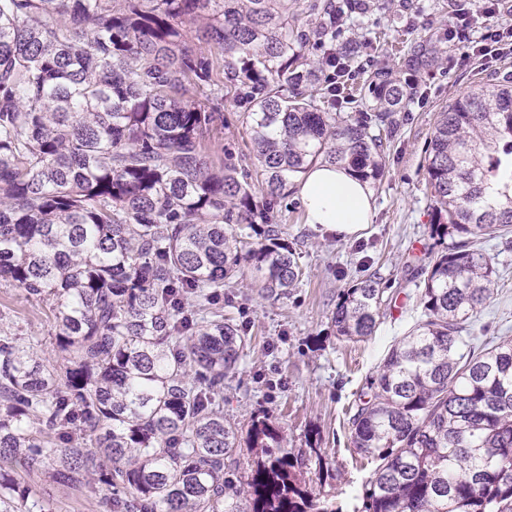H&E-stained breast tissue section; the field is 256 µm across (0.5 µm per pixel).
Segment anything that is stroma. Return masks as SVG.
I'll return each mask as SVG.
<instances>
[{"label": "stroma", "instance_id": "35a3bbf8", "mask_svg": "<svg viewBox=\"0 0 512 512\" xmlns=\"http://www.w3.org/2000/svg\"><path fill=\"white\" fill-rule=\"evenodd\" d=\"M413 14L401 12L395 0L353 24H345L342 39L373 32L399 38L411 15L444 27L455 25L448 0H413ZM484 23L476 16L467 39H448V60L431 72L401 71L415 92L407 103L398 132L388 141L387 169L373 185L375 212L370 224L353 235H338L307 224L296 195L282 205L283 235L299 254L302 278L288 297L261 296L253 276L225 289L224 316L241 328L246 344L235 372L224 381V417L246 427L250 417L263 413L284 428L287 445L304 447L311 435L336 473L319 483L314 471L303 478L332 496L340 512L359 506L362 483L376 467L373 459L354 452L350 415L366 379L402 336L417 323L423 288L414 273L437 246L428 233L432 220L425 181V147L436 117L457 98L491 79L512 76V57L489 63L468 57L467 42L476 39ZM483 249L498 274L497 291L473 323V335L512 337V243L496 239ZM376 275L384 290L375 334L362 341L338 336L331 323L336 302L345 288ZM0 312L22 332H34L46 355L54 353V320L45 303L25 298L22 290L0 285ZM277 371L285 384L271 391L265 377ZM33 488L48 493L53 512H102L99 497L51 482L47 474H24Z\"/></svg>", "mask_w": 512, "mask_h": 512}]
</instances>
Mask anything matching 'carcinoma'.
Returning a JSON list of instances; mask_svg holds the SVG:
<instances>
[{"mask_svg":"<svg viewBox=\"0 0 512 512\" xmlns=\"http://www.w3.org/2000/svg\"><path fill=\"white\" fill-rule=\"evenodd\" d=\"M374 0H0V282L49 304L62 369L0 313V505L49 512L17 476L101 495L106 512H336L296 471L332 477L322 451L285 449L253 416L260 457L241 472L224 379L245 345L218 307L252 270L268 297L302 277L279 203L316 163L382 180L381 134L413 95L377 38L320 60L307 47ZM320 15L298 25L299 9ZM393 56L443 63L448 30L420 22ZM252 153L213 154L215 74ZM360 100L357 117L324 107ZM430 236L457 240L417 269L421 318L367 378L349 418L378 462L361 512H512V340L475 344L496 274L482 240L512 233V82L439 113L425 149ZM260 237L250 242L252 235ZM383 290H344L336 333L375 334Z\"/></svg>","mask_w":512,"mask_h":512,"instance_id":"cac0c4a2","label":"carcinoma"}]
</instances>
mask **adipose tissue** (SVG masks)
I'll return each mask as SVG.
<instances>
[{
    "mask_svg": "<svg viewBox=\"0 0 512 512\" xmlns=\"http://www.w3.org/2000/svg\"><path fill=\"white\" fill-rule=\"evenodd\" d=\"M307 223L351 235L371 223L375 201L365 182L340 165L318 163L295 182Z\"/></svg>",
    "mask_w": 512,
    "mask_h": 512,
    "instance_id": "1",
    "label": "adipose tissue"
}]
</instances>
